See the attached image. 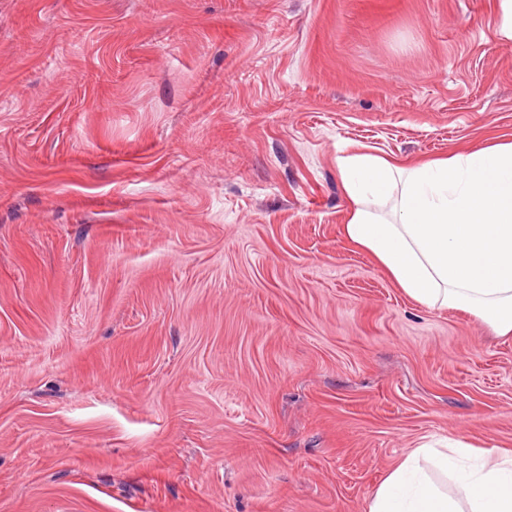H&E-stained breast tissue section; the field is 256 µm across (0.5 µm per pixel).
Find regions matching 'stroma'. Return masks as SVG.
Wrapping results in <instances>:
<instances>
[{
  "label": "stroma",
  "mask_w": 512,
  "mask_h": 512,
  "mask_svg": "<svg viewBox=\"0 0 512 512\" xmlns=\"http://www.w3.org/2000/svg\"><path fill=\"white\" fill-rule=\"evenodd\" d=\"M501 0H0V512H366L512 452V337L342 234L338 160L512 139Z\"/></svg>",
  "instance_id": "35a3bbf8"
}]
</instances>
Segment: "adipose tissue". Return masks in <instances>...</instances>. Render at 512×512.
Listing matches in <instances>:
<instances>
[{
    "label": "adipose tissue",
    "mask_w": 512,
    "mask_h": 512,
    "mask_svg": "<svg viewBox=\"0 0 512 512\" xmlns=\"http://www.w3.org/2000/svg\"><path fill=\"white\" fill-rule=\"evenodd\" d=\"M353 203L345 239L416 303L470 311L512 335V141L418 165L340 158ZM467 450L419 446L382 480L367 512H512V456L464 469ZM455 476L463 498L449 495Z\"/></svg>",
    "instance_id": "adipose-tissue-1"
}]
</instances>
